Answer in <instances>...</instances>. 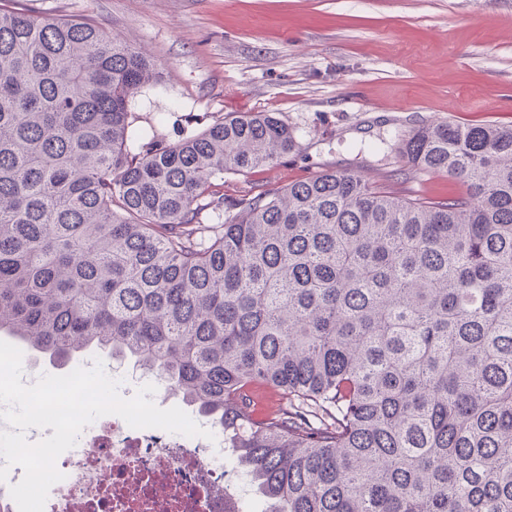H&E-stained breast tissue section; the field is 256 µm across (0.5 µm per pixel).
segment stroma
<instances>
[{"label": "stroma", "instance_id": "obj_1", "mask_svg": "<svg viewBox=\"0 0 512 512\" xmlns=\"http://www.w3.org/2000/svg\"><path fill=\"white\" fill-rule=\"evenodd\" d=\"M93 20L157 65L132 100L145 138L177 142L234 112H272L299 152L226 174L224 195L336 168L410 199L463 187L395 150L437 123L512 125V0H20Z\"/></svg>", "mask_w": 512, "mask_h": 512}]
</instances>
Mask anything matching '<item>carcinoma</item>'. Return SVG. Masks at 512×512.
<instances>
[{"label":"carcinoma","mask_w":512,"mask_h":512,"mask_svg":"<svg viewBox=\"0 0 512 512\" xmlns=\"http://www.w3.org/2000/svg\"><path fill=\"white\" fill-rule=\"evenodd\" d=\"M0 0V333L59 367L132 357L224 432L268 512H512V125L398 136L468 191L328 169L271 112L137 143L155 63ZM259 388L282 401L257 410Z\"/></svg>","instance_id":"carcinoma-1"}]
</instances>
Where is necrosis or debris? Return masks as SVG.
<instances>
[{
	"mask_svg": "<svg viewBox=\"0 0 512 512\" xmlns=\"http://www.w3.org/2000/svg\"><path fill=\"white\" fill-rule=\"evenodd\" d=\"M194 421L202 435L185 437L100 417L58 457L44 512H260L248 478L224 467L223 432Z\"/></svg>",
	"mask_w": 512,
	"mask_h": 512,
	"instance_id": "4bbe7bcc",
	"label": "necrosis or debris"
}]
</instances>
